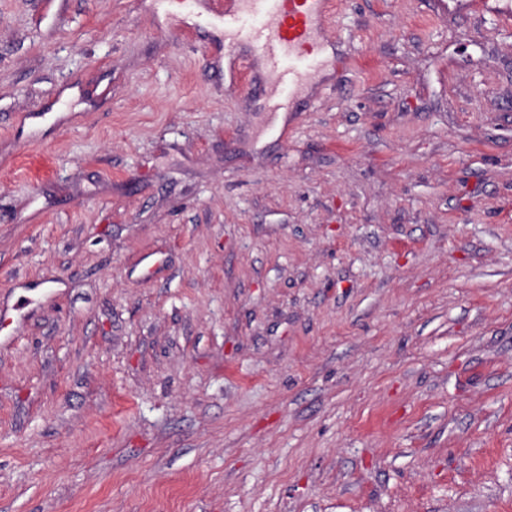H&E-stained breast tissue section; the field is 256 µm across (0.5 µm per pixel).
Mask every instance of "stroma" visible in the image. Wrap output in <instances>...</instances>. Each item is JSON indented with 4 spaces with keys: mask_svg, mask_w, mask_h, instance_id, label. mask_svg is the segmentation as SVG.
Returning a JSON list of instances; mask_svg holds the SVG:
<instances>
[{
    "mask_svg": "<svg viewBox=\"0 0 512 512\" xmlns=\"http://www.w3.org/2000/svg\"><path fill=\"white\" fill-rule=\"evenodd\" d=\"M213 2L0 0V512H512V22ZM329 0H235L226 1L224 11L209 18V25L224 29L227 47L241 43L257 48L273 85H286L288 98L268 95V112H290L299 96L311 85L313 73L306 68H285L286 58H312L326 66L331 59L325 54L321 35L322 22L329 9ZM257 17L252 27L242 24L244 17Z\"/></svg>",
    "mask_w": 512,
    "mask_h": 512,
    "instance_id": "stroma-1",
    "label": "stroma"
}]
</instances>
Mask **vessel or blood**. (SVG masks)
<instances>
[{"label":"vessel or blood","mask_w":512,"mask_h":512,"mask_svg":"<svg viewBox=\"0 0 512 512\" xmlns=\"http://www.w3.org/2000/svg\"><path fill=\"white\" fill-rule=\"evenodd\" d=\"M329 4L330 0H226L223 11L210 17L211 26L223 28L228 47L247 43L257 48L274 85L288 86V97H268L267 111H292L311 85L310 71L284 67V60L306 57L329 64L321 34ZM247 16L257 18V25L244 26Z\"/></svg>","instance_id":"1"}]
</instances>
